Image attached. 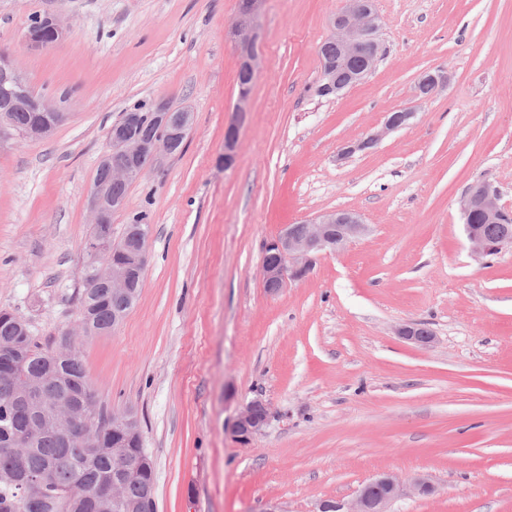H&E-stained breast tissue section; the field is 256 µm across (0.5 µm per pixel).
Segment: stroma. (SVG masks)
I'll return each mask as SVG.
<instances>
[{
    "label": "stroma",
    "instance_id": "stroma-1",
    "mask_svg": "<svg viewBox=\"0 0 512 512\" xmlns=\"http://www.w3.org/2000/svg\"><path fill=\"white\" fill-rule=\"evenodd\" d=\"M343 5L265 0L240 118L238 0H0V50L66 115L46 138L0 146V309L40 342L77 324L112 125L163 100L194 117L112 216L117 239L150 214L136 303L80 344L99 405L140 420L157 512H316L384 472L435 487L392 512H512V250L475 260L458 211L478 180L512 211V0H376L382 60L324 97L319 48ZM46 13L70 35L27 48L30 17ZM435 70L447 85L420 99ZM402 109L408 126L340 158ZM335 208L367 233L268 294L266 242ZM414 321L430 346L396 334ZM256 397L273 417L243 442L232 424Z\"/></svg>",
    "mask_w": 512,
    "mask_h": 512
}]
</instances>
